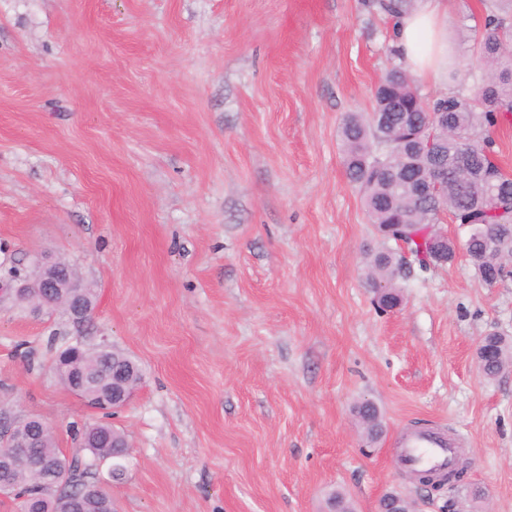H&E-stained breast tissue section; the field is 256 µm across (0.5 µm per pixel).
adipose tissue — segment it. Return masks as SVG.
<instances>
[{
  "mask_svg": "<svg viewBox=\"0 0 512 512\" xmlns=\"http://www.w3.org/2000/svg\"><path fill=\"white\" fill-rule=\"evenodd\" d=\"M394 41L407 69L425 80L448 71V0H417L410 14L397 19Z\"/></svg>",
  "mask_w": 512,
  "mask_h": 512,
  "instance_id": "ef3b65f1",
  "label": "adipose tissue"
}]
</instances>
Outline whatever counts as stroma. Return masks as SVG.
Segmentation results:
<instances>
[{
	"label": "stroma",
	"mask_w": 512,
	"mask_h": 512,
	"mask_svg": "<svg viewBox=\"0 0 512 512\" xmlns=\"http://www.w3.org/2000/svg\"><path fill=\"white\" fill-rule=\"evenodd\" d=\"M484 13L448 0L458 47ZM392 28L370 0H0V277L62 257L98 295L80 326L0 300V405L69 454L102 414L56 351L136 361L116 512H321L334 490L512 512V368L476 358L512 339V275L414 265L390 312L365 277L384 243L338 130L396 65ZM416 426L459 439L463 481H412L395 441ZM500 342L501 339L495 334L486 336L482 341V348L477 351L478 362L484 366L487 378L497 377L501 369L512 365V342L511 345H499ZM482 351H486V354L481 353Z\"/></svg>",
	"instance_id": "35a3bbf8"
}]
</instances>
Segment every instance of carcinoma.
Here are the masks:
<instances>
[{
    "mask_svg": "<svg viewBox=\"0 0 512 512\" xmlns=\"http://www.w3.org/2000/svg\"><path fill=\"white\" fill-rule=\"evenodd\" d=\"M393 18L411 12L416 0H377ZM486 15L473 29L470 53L453 57L448 82L453 88L438 97L423 95L412 75L397 65L375 86L372 110L348 113L339 128L343 166L348 180L361 194L370 223L387 240L402 242L423 269L434 264L427 239L439 214L448 213L456 224H479L484 232L471 237L465 253L480 280L492 285L506 275L504 262L512 260V179L498 160L494 133L512 120V0H486ZM378 112L391 116L388 124L375 119ZM446 170L437 197H421L416 184L431 174L434 165ZM402 259L390 250L378 251L368 261L372 288H382L398 300L395 281ZM477 359L484 374L495 378L512 365V344H501L495 334L482 341ZM129 360L122 352L113 359L94 351L53 370L66 384L84 370L108 381L112 362ZM367 434L378 432L376 407H357ZM44 455L54 469L70 468L80 486L97 482L96 463L112 458V441L85 440L68 457L57 444L55 431L40 436ZM0 483L28 492L31 475L24 469L0 470Z\"/></svg>",
    "mask_w": 512,
    "mask_h": 512,
    "instance_id": "1",
    "label": "carcinoma"
}]
</instances>
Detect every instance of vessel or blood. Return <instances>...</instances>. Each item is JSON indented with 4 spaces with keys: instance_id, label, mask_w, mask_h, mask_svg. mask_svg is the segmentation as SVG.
<instances>
[{
    "instance_id": "1",
    "label": "vessel or blood",
    "mask_w": 512,
    "mask_h": 512,
    "mask_svg": "<svg viewBox=\"0 0 512 512\" xmlns=\"http://www.w3.org/2000/svg\"><path fill=\"white\" fill-rule=\"evenodd\" d=\"M398 459L411 470L443 472L456 458L457 439L433 427L408 429L397 438Z\"/></svg>"
}]
</instances>
